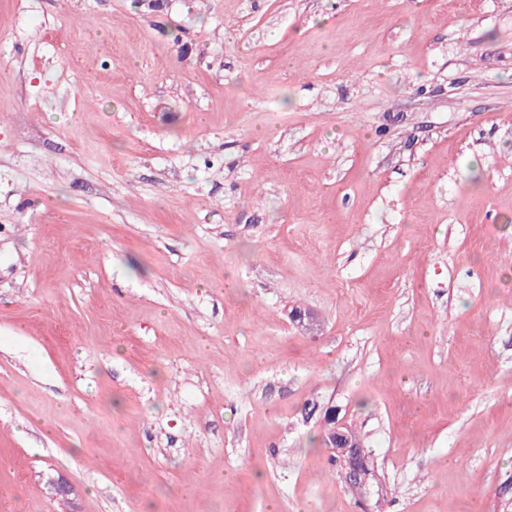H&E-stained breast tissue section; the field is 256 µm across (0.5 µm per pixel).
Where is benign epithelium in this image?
<instances>
[{
	"mask_svg": "<svg viewBox=\"0 0 512 512\" xmlns=\"http://www.w3.org/2000/svg\"><path fill=\"white\" fill-rule=\"evenodd\" d=\"M326 422L323 445L330 450L331 458L340 464L346 484L367 487L376 473L361 440L347 426L336 421V411L328 413Z\"/></svg>",
	"mask_w": 512,
	"mask_h": 512,
	"instance_id": "1",
	"label": "benign epithelium"
}]
</instances>
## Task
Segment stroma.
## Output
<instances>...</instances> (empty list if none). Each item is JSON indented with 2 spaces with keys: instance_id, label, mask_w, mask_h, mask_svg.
Returning a JSON list of instances; mask_svg holds the SVG:
<instances>
[{
  "instance_id": "obj_1",
  "label": "stroma",
  "mask_w": 512,
  "mask_h": 512,
  "mask_svg": "<svg viewBox=\"0 0 512 512\" xmlns=\"http://www.w3.org/2000/svg\"><path fill=\"white\" fill-rule=\"evenodd\" d=\"M0 512H512V0H0ZM326 422L329 427L324 431L323 445L329 448L331 458L340 464L346 484L366 488L376 473L361 440L347 426L336 421V410L328 413Z\"/></svg>"
}]
</instances>
